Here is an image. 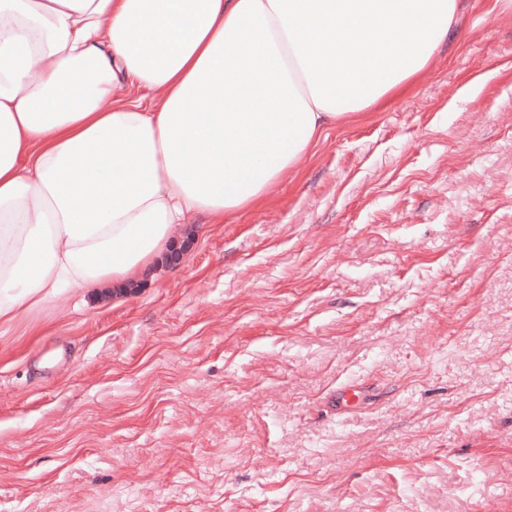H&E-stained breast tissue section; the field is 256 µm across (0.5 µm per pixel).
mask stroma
Here are the masks:
<instances>
[{
  "instance_id": "1",
  "label": "stroma",
  "mask_w": 512,
  "mask_h": 512,
  "mask_svg": "<svg viewBox=\"0 0 512 512\" xmlns=\"http://www.w3.org/2000/svg\"><path fill=\"white\" fill-rule=\"evenodd\" d=\"M193 239L0 335V512H512V0Z\"/></svg>"
}]
</instances>
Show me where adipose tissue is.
<instances>
[{
    "instance_id": "obj_1",
    "label": "adipose tissue",
    "mask_w": 512,
    "mask_h": 512,
    "mask_svg": "<svg viewBox=\"0 0 512 512\" xmlns=\"http://www.w3.org/2000/svg\"><path fill=\"white\" fill-rule=\"evenodd\" d=\"M460 0H0V329L120 290L405 93Z\"/></svg>"
}]
</instances>
